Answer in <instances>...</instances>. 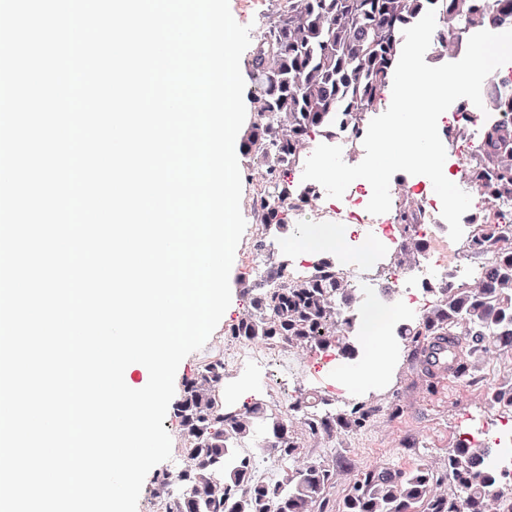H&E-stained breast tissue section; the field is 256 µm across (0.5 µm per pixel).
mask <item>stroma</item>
Wrapping results in <instances>:
<instances>
[{
  "instance_id": "35a3bbf8",
  "label": "stroma",
  "mask_w": 512,
  "mask_h": 512,
  "mask_svg": "<svg viewBox=\"0 0 512 512\" xmlns=\"http://www.w3.org/2000/svg\"><path fill=\"white\" fill-rule=\"evenodd\" d=\"M244 265H237L230 280L237 308L220 322L204 347L180 363L176 377L184 379L214 356L216 346L237 347L228 328L248 311L242 294ZM436 296L422 301L419 313L394 314L386 330L390 350L381 377L360 393L337 388L332 377L340 357L336 349L318 350L262 345L260 367L225 369L222 393L225 403L237 405L241 387L250 390V401H259L273 413L287 410L300 394L316 392L331 408L345 411L355 406L371 415L359 430H338L335 435L313 439L304 436L303 426L296 433L304 437L305 460L334 466L336 480L328 497L326 512H340L344 496L361 472L375 467L407 469L419 463L443 472L448 451L461 436H469L474 446L490 447L495 440L512 437V409L491 405L489 388L512 382V353L492 349L468 358L469 374L444 381L433 380L412 356L413 346L400 339L396 327L417 321L419 314L432 311Z\"/></svg>"
}]
</instances>
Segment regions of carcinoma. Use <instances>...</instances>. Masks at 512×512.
Returning <instances> with one entry per match:
<instances>
[{"mask_svg": "<svg viewBox=\"0 0 512 512\" xmlns=\"http://www.w3.org/2000/svg\"><path fill=\"white\" fill-rule=\"evenodd\" d=\"M431 8L441 24L433 51L438 59L448 55V38L466 41L489 27L512 28V0H277L247 59L254 89L250 124L239 142L246 164L263 168V186L250 198L261 230L254 250L267 252L297 231L292 219L316 192L295 180L309 144L338 131L353 147L364 139L394 75L403 30ZM494 112L502 117L484 126L464 173L481 192L512 199V108L499 104ZM423 219L413 202L399 206L393 217L403 225L399 253L411 261L426 251L414 233ZM474 224L469 252L496 255L482 267L478 287L450 275L432 313L396 328L397 336L415 343L413 356L423 363L432 337L444 339L453 355L448 372L458 377L468 374L466 354L512 349V246L506 244L512 229L484 219ZM336 269V259L322 255L313 278L284 279L273 287L268 281L281 271L269 268L266 279L244 289L251 311L230 326L229 335L269 345L333 347L346 359L356 358L357 348L344 341L356 325L348 312L356 295ZM223 383L221 358L183 380L173 415L188 465L175 480L166 473L156 477L165 512H324L335 479L330 466L311 462L271 483H256L254 459L235 453L234 446L258 440L261 450L291 459L301 448L293 421L318 437L362 427L365 413L359 407L338 413L313 396L297 399L280 415L258 402L226 408L219 396ZM486 454L463 442L448 453V480L461 499L434 496V473L424 464L407 470L376 466L358 475L341 512H487L498 475L483 465Z\"/></svg>", "mask_w": 512, "mask_h": 512, "instance_id": "obj_1", "label": "carcinoma"}]
</instances>
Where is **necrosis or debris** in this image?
Segmentation results:
<instances>
[{
    "instance_id": "4bbe7bcc",
    "label": "necrosis or debris",
    "mask_w": 512,
    "mask_h": 512,
    "mask_svg": "<svg viewBox=\"0 0 512 512\" xmlns=\"http://www.w3.org/2000/svg\"><path fill=\"white\" fill-rule=\"evenodd\" d=\"M316 197L324 202L325 190H317ZM370 198V192L359 186L347 190L335 203L328 205L324 202L322 207L323 217L358 225L359 232L353 240L355 247H362L368 239L374 244V257L370 263L344 271L343 276L351 287L379 286L391 281L409 290L433 294L441 287L442 276L447 271H454L456 278L463 283L477 278V271L464 260L462 242L435 234V227L444 223L441 201L435 192L428 190L426 178L415 179L412 187L397 194L399 201H415L423 207L427 219L419 225L418 232L434 251L432 258L412 270H404L398 260L401 226L376 222L374 215L367 210Z\"/></svg>"
}]
</instances>
